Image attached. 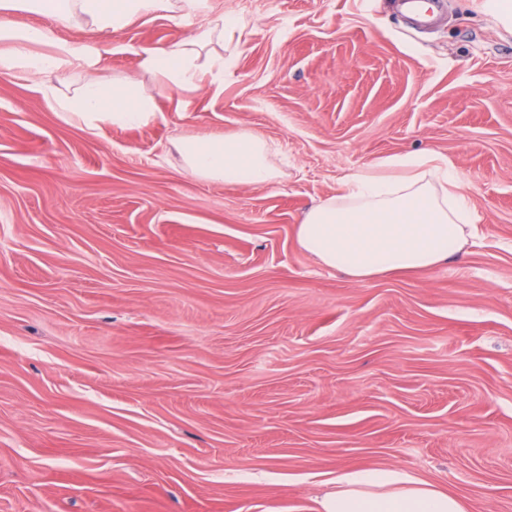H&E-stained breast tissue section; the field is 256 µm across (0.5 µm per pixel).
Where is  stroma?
<instances>
[{
    "label": "stroma",
    "instance_id": "obj_1",
    "mask_svg": "<svg viewBox=\"0 0 512 512\" xmlns=\"http://www.w3.org/2000/svg\"><path fill=\"white\" fill-rule=\"evenodd\" d=\"M208 6L235 22L224 80L156 88L149 126L91 132L0 76V512H314L370 464L512 512V24ZM198 28L136 21L97 75ZM242 130L277 182L196 179L171 146ZM428 150L481 219L462 263L356 283L298 246L350 175Z\"/></svg>",
    "mask_w": 512,
    "mask_h": 512
}]
</instances>
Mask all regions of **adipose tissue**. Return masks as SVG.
Instances as JSON below:
<instances>
[{
    "label": "adipose tissue",
    "instance_id": "ef3b65f1",
    "mask_svg": "<svg viewBox=\"0 0 512 512\" xmlns=\"http://www.w3.org/2000/svg\"><path fill=\"white\" fill-rule=\"evenodd\" d=\"M203 6L204 0H0V75L20 71L41 87L51 76L83 74L72 93L57 94L62 116L92 131L147 126L159 116L155 88L193 94L223 81L230 19L211 15L198 32L143 50L140 77L109 83L95 75L103 40L160 12L190 21ZM19 13L50 23L20 24ZM75 24L87 32L85 41L56 35V28ZM173 148L189 174L227 187L270 185L280 174L271 146L249 131L184 136ZM479 236L454 162L435 151L390 156L354 173L296 228L301 249L354 282L461 262ZM329 484L315 512H468L463 498L400 466L340 467Z\"/></svg>",
    "mask_w": 512,
    "mask_h": 512
}]
</instances>
